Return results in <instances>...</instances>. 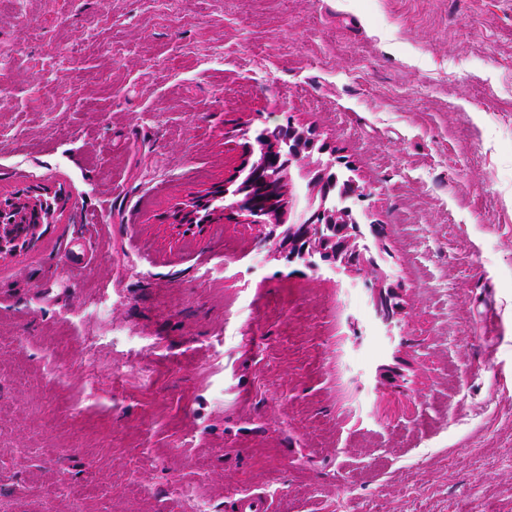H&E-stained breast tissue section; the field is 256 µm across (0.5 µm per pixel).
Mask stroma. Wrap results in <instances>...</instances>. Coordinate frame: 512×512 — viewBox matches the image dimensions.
<instances>
[{
  "instance_id": "obj_1",
  "label": "stroma",
  "mask_w": 512,
  "mask_h": 512,
  "mask_svg": "<svg viewBox=\"0 0 512 512\" xmlns=\"http://www.w3.org/2000/svg\"><path fill=\"white\" fill-rule=\"evenodd\" d=\"M1 56L0 193L65 208L0 259V512H512V0H0ZM289 119L352 274L172 236ZM336 167V161L328 159L327 161L317 157L313 161L311 170L312 178L310 184L317 190L320 195V203L316 209L313 206L308 207L299 215L298 224H291L293 230L299 228L298 242L301 247V259L304 264L312 269L318 268L321 264L334 272L352 273L363 260V252L359 243V230L356 226L350 228L349 224H358L357 220L349 219L348 214L351 213L356 200L363 201L364 194L361 187L350 175L338 171L344 180L345 186L341 187L336 195V186L339 181V174L335 171V178L330 180L328 177L332 168ZM334 191L336 197V205L333 213L328 211L329 204L327 198ZM335 233L330 238L331 241H337L340 238V248L336 253L326 252L321 247V242L328 239L327 233ZM355 233V235H350ZM347 251L341 259L343 252ZM236 512H273L275 508L268 494L262 491H253L242 494L235 501Z\"/></svg>"
}]
</instances>
